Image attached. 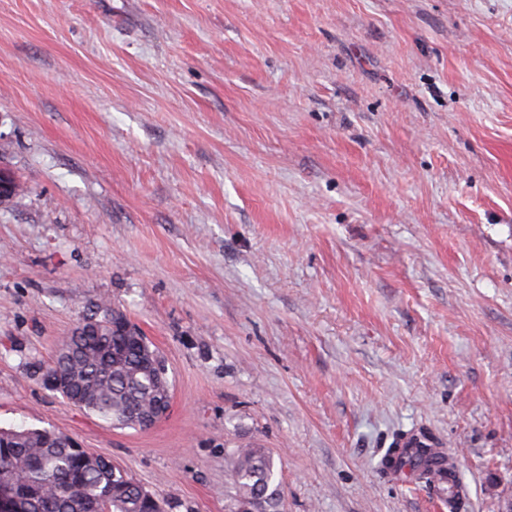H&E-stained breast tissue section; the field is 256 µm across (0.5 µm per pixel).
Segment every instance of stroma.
<instances>
[{"label":"stroma","mask_w":512,"mask_h":512,"mask_svg":"<svg viewBox=\"0 0 512 512\" xmlns=\"http://www.w3.org/2000/svg\"><path fill=\"white\" fill-rule=\"evenodd\" d=\"M0 428H48L165 512H450L396 435L512 500V0H0ZM171 408L115 428L43 389L99 301ZM402 435L396 439L395 445ZM431 443L423 434L406 433L400 440V448H389L384 456L383 466L394 475L409 472L417 480L428 485H435V482H448V502L457 504L459 490L456 485V470L453 462L438 448L431 446L418 448ZM440 473H444L445 476L441 477ZM232 476L235 488V501L238 512L247 510V505L255 497H265L274 503L270 512L282 511V499L278 484H274L275 462L271 454L263 448H237L232 453Z\"/></svg>","instance_id":"obj_1"}]
</instances>
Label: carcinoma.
<instances>
[{
	"instance_id": "1",
	"label": "carcinoma",
	"mask_w": 512,
	"mask_h": 512,
	"mask_svg": "<svg viewBox=\"0 0 512 512\" xmlns=\"http://www.w3.org/2000/svg\"><path fill=\"white\" fill-rule=\"evenodd\" d=\"M97 309L102 323L99 338L106 348L77 346L64 364L63 370L80 382L81 399L72 405L115 428L135 429L133 416L150 409L158 396L155 363L161 354L148 341L133 339L135 325L123 312L106 301ZM18 442L20 451L0 447V482L15 479L27 489L21 512H159L162 508L158 498L141 494L135 483L107 495L111 476L89 467L69 449L45 442L33 429L21 433ZM232 460L238 512H245L256 496L273 502V512H282L271 454L263 448H237ZM383 466L394 475L409 472L428 485L446 483L448 502L458 503L455 466L437 448H391Z\"/></svg>"
}]
</instances>
